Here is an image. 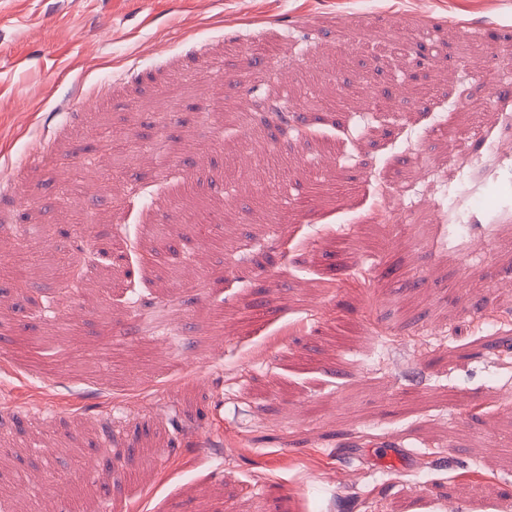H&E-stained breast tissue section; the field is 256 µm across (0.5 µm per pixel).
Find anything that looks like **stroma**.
<instances>
[{
    "mask_svg": "<svg viewBox=\"0 0 512 512\" xmlns=\"http://www.w3.org/2000/svg\"><path fill=\"white\" fill-rule=\"evenodd\" d=\"M510 61L512 0H0V512H512ZM86 277V264L80 259L73 261L60 283V288L66 292H79L84 286Z\"/></svg>",
    "mask_w": 512,
    "mask_h": 512,
    "instance_id": "1",
    "label": "stroma"
}]
</instances>
